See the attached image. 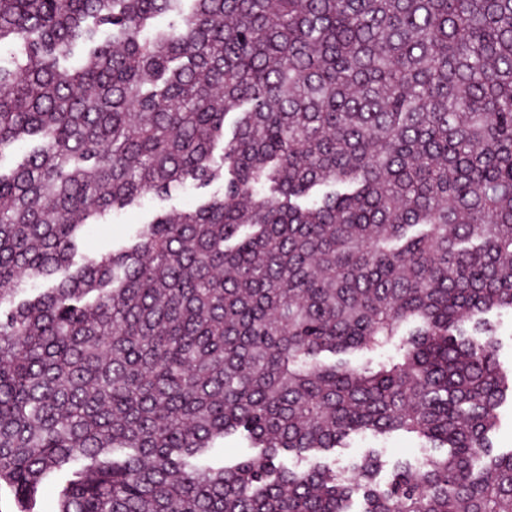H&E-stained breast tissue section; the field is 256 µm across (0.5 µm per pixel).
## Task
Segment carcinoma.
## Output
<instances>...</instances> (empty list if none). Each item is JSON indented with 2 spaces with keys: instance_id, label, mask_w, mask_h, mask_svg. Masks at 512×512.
I'll list each match as a JSON object with an SVG mask.
<instances>
[{
  "instance_id": "obj_1",
  "label": "carcinoma",
  "mask_w": 512,
  "mask_h": 512,
  "mask_svg": "<svg viewBox=\"0 0 512 512\" xmlns=\"http://www.w3.org/2000/svg\"><path fill=\"white\" fill-rule=\"evenodd\" d=\"M5 42L0 160L29 145L0 171L19 512L49 482L53 512H512L489 440L512 401L489 319L512 310V0H0ZM187 184L220 189L77 256L86 225ZM367 431L446 452L348 476L332 455Z\"/></svg>"
}]
</instances>
